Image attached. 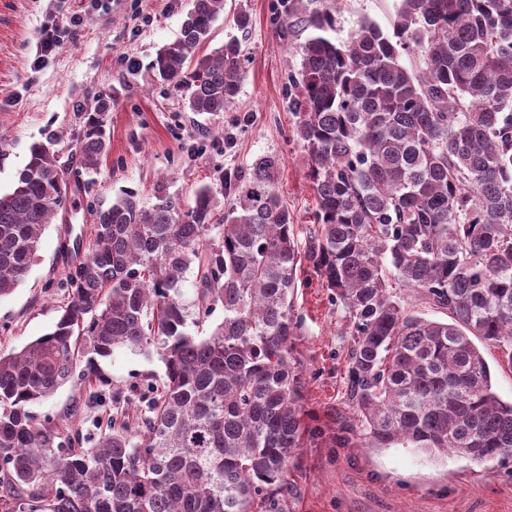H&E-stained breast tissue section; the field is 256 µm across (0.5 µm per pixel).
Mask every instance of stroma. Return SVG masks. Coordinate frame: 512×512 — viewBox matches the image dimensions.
I'll list each match as a JSON object with an SVG mask.
<instances>
[{"mask_svg":"<svg viewBox=\"0 0 512 512\" xmlns=\"http://www.w3.org/2000/svg\"><path fill=\"white\" fill-rule=\"evenodd\" d=\"M308 9L332 10L333 38L346 40L365 19L390 29L400 0H304ZM192 0H0V193L12 188L33 143L54 138L68 183V200L45 230L27 281L0 298V348L21 349L50 332L71 293L69 266L58 253L70 232L90 239L96 207L121 191L141 205L158 189L192 202L195 190L216 177L215 218L233 201L231 185L258 157L278 161L276 186L299 231L313 225L316 196L306 176L308 159L293 138L296 117L288 79L300 66L293 46L304 41L289 27L287 0H224L203 53L237 39L249 60L229 108L199 114L185 93L161 82L151 68L157 50L173 42ZM86 15L73 27L74 12ZM248 13L247 29L235 24ZM58 30L59 46L40 51L43 31ZM106 102L111 149L94 171L81 165L83 116ZM301 330L295 343L305 381L304 405L324 434L299 449L286 483L257 499L252 512H512V456L478 463L415 448H369L364 431L355 444L335 443L339 414L347 413L345 312L317 277L294 298ZM102 383L82 376L34 404L40 420L65 427L76 447H92L113 413L136 419L144 393L164 368L157 355L125 349L96 358Z\"/></svg>","mask_w":512,"mask_h":512,"instance_id":"35a3bbf8","label":"stroma"}]
</instances>
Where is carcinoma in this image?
Listing matches in <instances>:
<instances>
[{
    "mask_svg": "<svg viewBox=\"0 0 512 512\" xmlns=\"http://www.w3.org/2000/svg\"><path fill=\"white\" fill-rule=\"evenodd\" d=\"M223 11L224 0H193L151 64L193 112L224 111L246 75L235 40L199 55ZM290 17L308 32L289 86L313 231L300 241L272 156L239 177L217 224L209 184L185 208L161 190L148 208L125 192L95 210L88 253L78 240L62 251L72 297L52 331L0 351V512H250L322 434L302 405L295 346L308 269L347 314L348 403L367 446L512 455V402L476 345L512 368V0H401L392 31L366 19L345 41L329 35V10L292 0ZM105 110L84 123L88 171L110 151ZM53 145H32L0 196V298L24 281L66 200ZM396 288L451 321L412 313ZM217 304L224 320L199 335ZM118 348L156 352L162 381L137 428L114 420L76 450L32 405L86 355Z\"/></svg>",
    "mask_w": 512,
    "mask_h": 512,
    "instance_id": "carcinoma-1",
    "label": "carcinoma"
}]
</instances>
